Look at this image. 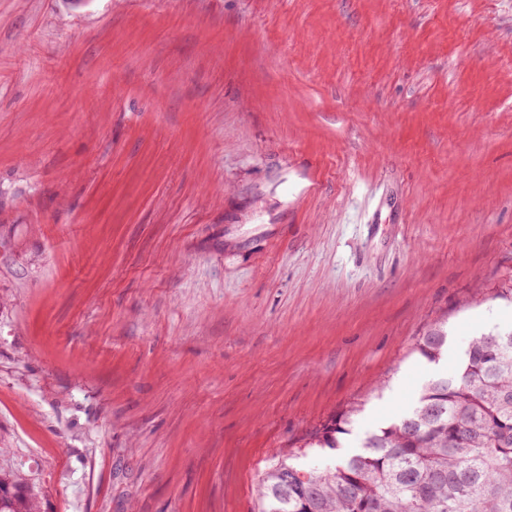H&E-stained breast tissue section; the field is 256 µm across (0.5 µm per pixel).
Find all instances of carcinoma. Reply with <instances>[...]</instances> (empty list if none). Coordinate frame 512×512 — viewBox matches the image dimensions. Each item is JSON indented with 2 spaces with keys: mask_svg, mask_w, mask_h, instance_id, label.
Wrapping results in <instances>:
<instances>
[{
  "mask_svg": "<svg viewBox=\"0 0 512 512\" xmlns=\"http://www.w3.org/2000/svg\"><path fill=\"white\" fill-rule=\"evenodd\" d=\"M447 344L437 327L413 352L435 363ZM363 407L350 405L301 448L273 456L259 512H512V331L474 339L457 376L427 381L410 411L344 452L342 436ZM309 455L329 467L293 463ZM33 491L0 469V512H39Z\"/></svg>",
  "mask_w": 512,
  "mask_h": 512,
  "instance_id": "cac0c4a2",
  "label": "carcinoma"
}]
</instances>
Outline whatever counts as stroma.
I'll return each instance as SVG.
<instances>
[{
  "label": "stroma",
  "mask_w": 512,
  "mask_h": 512,
  "mask_svg": "<svg viewBox=\"0 0 512 512\" xmlns=\"http://www.w3.org/2000/svg\"><path fill=\"white\" fill-rule=\"evenodd\" d=\"M501 288L512 0H0V462L41 512H257L273 453L512 329ZM448 344L446 332L437 327L430 330L426 335L419 336L416 340L413 352L417 353L428 362H437Z\"/></svg>",
  "instance_id": "stroma-1"
}]
</instances>
